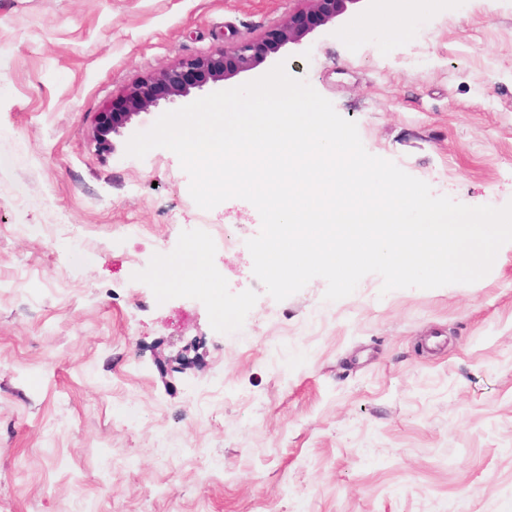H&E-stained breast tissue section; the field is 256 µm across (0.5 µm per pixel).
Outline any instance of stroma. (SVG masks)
Listing matches in <instances>:
<instances>
[{"label": "stroma", "instance_id": "35a3bbf8", "mask_svg": "<svg viewBox=\"0 0 512 512\" xmlns=\"http://www.w3.org/2000/svg\"><path fill=\"white\" fill-rule=\"evenodd\" d=\"M294 0H0V512H512V243L472 284L369 274L275 301L247 248L216 289L161 285L198 225L178 157L114 155L97 112L134 78L258 34ZM360 0L285 62L370 154L469 205L512 202V0H449L414 36L345 40ZM197 364L161 373L187 345Z\"/></svg>", "mask_w": 512, "mask_h": 512}]
</instances>
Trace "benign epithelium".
I'll use <instances>...</instances> for the list:
<instances>
[{
	"label": "benign epithelium",
	"mask_w": 512,
	"mask_h": 512,
	"mask_svg": "<svg viewBox=\"0 0 512 512\" xmlns=\"http://www.w3.org/2000/svg\"><path fill=\"white\" fill-rule=\"evenodd\" d=\"M297 7L264 33L243 38L210 54L182 58L170 66L142 76L129 84L101 112L97 113L92 141L106 155L117 151L116 139L132 135L134 117L160 105L187 98L192 90L217 87L232 77L249 72L276 55L286 45L300 44L305 37L343 15L362 0H296ZM185 348L173 360L158 361L166 372L171 363L184 370L198 358Z\"/></svg>",
	"instance_id": "benign-epithelium-1"
}]
</instances>
